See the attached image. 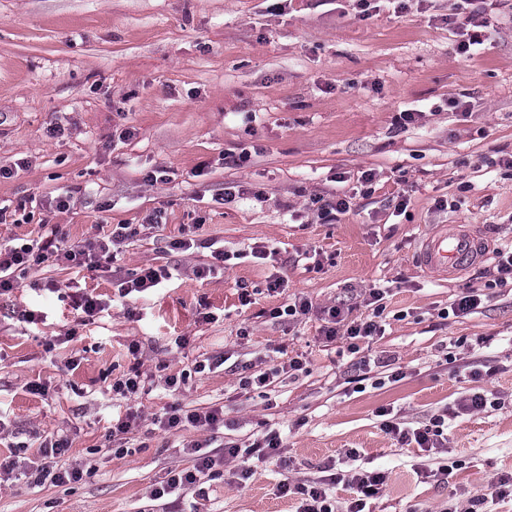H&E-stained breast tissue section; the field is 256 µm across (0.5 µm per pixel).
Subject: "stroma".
Segmentation results:
<instances>
[{
	"label": "stroma",
	"mask_w": 512,
	"mask_h": 512,
	"mask_svg": "<svg viewBox=\"0 0 512 512\" xmlns=\"http://www.w3.org/2000/svg\"><path fill=\"white\" fill-rule=\"evenodd\" d=\"M451 7L0 0V166L15 170L0 181V246L35 239L45 224L72 243L104 224L142 227L111 272L47 262L0 296V466L11 469L0 512H297L283 480L324 481L342 505L354 496L342 480L352 470L387 476L369 512H448L465 494L483 496L478 512H512V498L487 494L512 473V287L449 313L512 243V169L502 163L512 156V0H481L487 25L466 54ZM156 169L166 180L148 182ZM228 189L237 199L226 204ZM345 195L350 211L321 220L313 198ZM445 224L472 225L485 246L448 278L416 263L421 241ZM181 239L194 247L174 248ZM214 241L224 269L196 278ZM149 266L170 279L116 299L121 276ZM275 277L284 286L272 293ZM373 288L386 291L383 334L355 352L344 336L326 339L328 309L370 315ZM81 294L108 310L85 318L72 306ZM298 299L309 312L283 315ZM203 309L209 320H198ZM298 355L303 369L287 371ZM379 355L400 381L372 365ZM134 367L144 390L113 392ZM262 372L269 386L243 387ZM35 381L47 394L30 392ZM476 391L503 403L461 410ZM213 407L224 410L215 429L156 425L175 409ZM386 410L411 429L444 417L442 452L397 441ZM122 412L138 426L111 437ZM269 433L280 448L226 459L207 498L188 487L152 498L170 473L192 468L187 445L225 458ZM54 435L70 444L58 465L88 474L31 486L23 470L43 462Z\"/></svg>",
	"instance_id": "35a3bbf8"
}]
</instances>
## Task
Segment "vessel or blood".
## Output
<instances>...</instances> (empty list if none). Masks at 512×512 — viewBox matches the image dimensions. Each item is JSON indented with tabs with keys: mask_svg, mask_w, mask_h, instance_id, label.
Here are the masks:
<instances>
[{
	"mask_svg": "<svg viewBox=\"0 0 512 512\" xmlns=\"http://www.w3.org/2000/svg\"><path fill=\"white\" fill-rule=\"evenodd\" d=\"M483 254V244L470 225L455 224L451 229L428 235L417 259L425 270L446 278L481 259Z\"/></svg>",
	"mask_w": 512,
	"mask_h": 512,
	"instance_id": "1",
	"label": "vessel or blood"
}]
</instances>
